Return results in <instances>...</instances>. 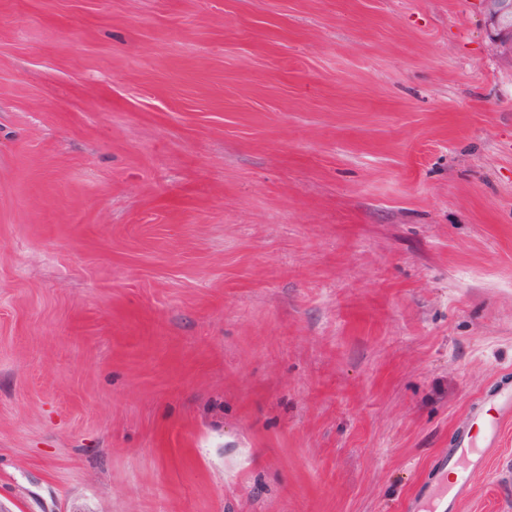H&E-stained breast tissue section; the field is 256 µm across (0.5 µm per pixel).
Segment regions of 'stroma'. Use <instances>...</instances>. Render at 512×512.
I'll return each mask as SVG.
<instances>
[{"label": "stroma", "mask_w": 512, "mask_h": 512, "mask_svg": "<svg viewBox=\"0 0 512 512\" xmlns=\"http://www.w3.org/2000/svg\"><path fill=\"white\" fill-rule=\"evenodd\" d=\"M510 389L478 0H0L8 512H398Z\"/></svg>", "instance_id": "1"}]
</instances>
